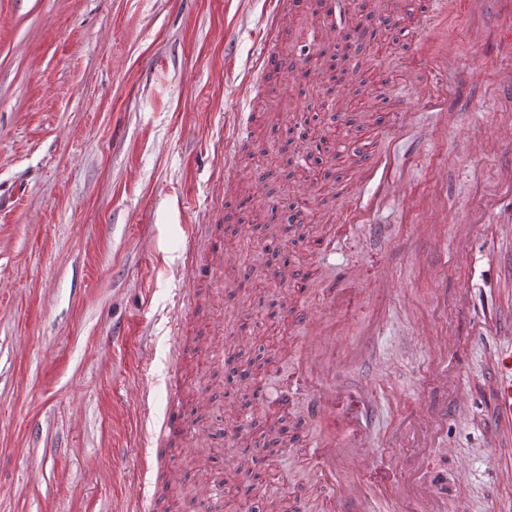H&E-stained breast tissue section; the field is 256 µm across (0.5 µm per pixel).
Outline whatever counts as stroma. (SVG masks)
Returning a JSON list of instances; mask_svg holds the SVG:
<instances>
[{
	"label": "stroma",
	"mask_w": 512,
	"mask_h": 512,
	"mask_svg": "<svg viewBox=\"0 0 512 512\" xmlns=\"http://www.w3.org/2000/svg\"><path fill=\"white\" fill-rule=\"evenodd\" d=\"M270 8L271 0H0V512H137L140 488L151 512H259L267 502L293 512L309 479L302 441L343 425L308 423L300 398L279 402L305 336L264 275L285 262L307 285L303 305L318 312L325 289L341 285L340 266L358 267L366 280L383 270L396 277L382 316L365 301L346 325L360 356L336 374L338 389L377 390L363 428L383 459L356 475L375 512H414L397 495L404 474L431 483L442 512H488L512 495L482 417L491 341L471 337L461 353L470 410L448 417L449 453L417 447L409 418L416 391L434 405L446 400L422 384L433 353L415 338L417 322L455 334L466 317L456 307V273L443 284L428 279L444 256L413 245L407 216L415 199L430 196L432 170L448 192L452 225L463 223L476 185L496 186L503 155L493 148L475 160L466 137L512 110L496 95L497 58L468 40V13L449 14L470 79L449 90L447 117L418 113L417 133L438 141V152L414 162L397 155L410 190L376 213L380 235L325 260L315 240L335 233L347 197L367 185L361 146L382 135L388 103L409 101L421 62L419 0L402 2L405 32L370 24L392 43L389 56L369 59L356 36L340 44L342 68L365 73L371 110L325 124L326 136L346 138L338 162L323 164L300 235L272 236L245 221L254 209L286 213L297 194L267 160L253 166L262 180L249 203L216 187L240 115L256 113L254 143L285 155L290 129L315 122L318 88L301 74L317 54L314 14L295 18L277 47L287 72L279 97L292 117L272 128L267 95L250 84ZM197 224L207 227L206 243L188 238ZM209 244L229 258L224 287L199 281L186 318L182 276ZM229 346L256 358L249 374L268 388L266 401L229 377L217 357ZM175 350L189 433L147 471L146 429L163 419ZM230 408L250 419L236 447L225 430ZM239 454L253 460L240 477L232 472ZM213 480L224 488L216 506L204 492Z\"/></svg>",
	"instance_id": "stroma-1"
}]
</instances>
